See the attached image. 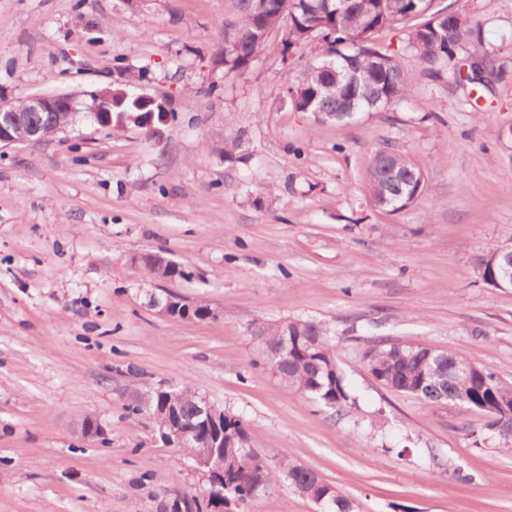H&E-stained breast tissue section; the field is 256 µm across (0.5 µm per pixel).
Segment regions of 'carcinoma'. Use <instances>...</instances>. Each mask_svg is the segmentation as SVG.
I'll return each instance as SVG.
<instances>
[{
  "mask_svg": "<svg viewBox=\"0 0 512 512\" xmlns=\"http://www.w3.org/2000/svg\"><path fill=\"white\" fill-rule=\"evenodd\" d=\"M229 21L224 25V46L213 55L212 64L223 63L224 76L248 70L266 48L269 34L288 26L287 53L307 42L322 46L323 60L308 65L303 78L289 87L286 97L299 112L318 119H349L356 112L385 108L407 97L410 72L398 56L374 43L380 29L404 22L408 26L405 48L427 69L439 75L448 72V56L456 49L476 61L492 62L496 50L482 39L474 16L437 7V0H225ZM112 124L117 129L132 122L145 127L143 118L160 112L147 105L134 83L112 86ZM369 195L374 207L399 213L418 203L424 193V171L407 156L387 146L380 147L368 163ZM499 246L481 255L476 265L484 282L491 267L499 264ZM148 275L161 281H190L198 274L172 260L162 251L147 252L139 262ZM163 305L171 317L181 320H211L212 307L190 304L166 296ZM251 336L264 353L266 365L303 398L336 412H345L355 399L338 365L329 330L314 321L287 320L251 327ZM425 344L377 346L369 352L368 369L379 385L414 396L429 405L453 404L486 418L484 429L498 446L512 451V382L501 379L487 365L455 352L436 350L427 356ZM203 397L190 388L157 387L135 391L127 409L154 419L160 438L173 444L170 432L184 435V451L191 457L210 450L224 460L222 486L208 483L201 495L187 498L185 512H214L222 502L247 506L286 483L312 501L317 512H354V504L337 486L292 461L262 455L251 446L248 426L226 414L216 423H206Z\"/></svg>",
  "mask_w": 512,
  "mask_h": 512,
  "instance_id": "cac0c4a2",
  "label": "carcinoma"
}]
</instances>
